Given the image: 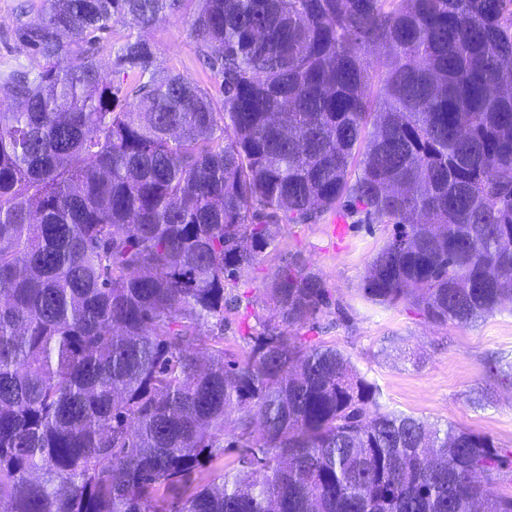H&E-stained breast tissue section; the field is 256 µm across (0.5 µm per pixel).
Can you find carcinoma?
<instances>
[{
    "mask_svg": "<svg viewBox=\"0 0 512 512\" xmlns=\"http://www.w3.org/2000/svg\"><path fill=\"white\" fill-rule=\"evenodd\" d=\"M191 4L220 111L141 36ZM19 35L45 66L0 71V512H512L511 450L369 415L378 387L299 335L330 299L300 257L224 353L276 222L339 208L393 226L366 300L512 306V0H39ZM125 33V26L122 22L114 23L112 31L104 34L103 49L100 51L99 60L101 64L108 70L113 68V60L115 52L121 43V38Z\"/></svg>",
    "mask_w": 512,
    "mask_h": 512,
    "instance_id": "1",
    "label": "carcinoma"
}]
</instances>
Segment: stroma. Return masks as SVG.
Segmentation results:
<instances>
[{"instance_id":"1","label":"stroma","mask_w":512,"mask_h":512,"mask_svg":"<svg viewBox=\"0 0 512 512\" xmlns=\"http://www.w3.org/2000/svg\"><path fill=\"white\" fill-rule=\"evenodd\" d=\"M35 14L30 0H0V71L42 69L43 59L17 36L21 24ZM192 22L188 12L162 17L142 37L159 68L175 71L221 102L222 78L207 67L190 37ZM390 232L383 224L350 221L337 235L326 214L309 224H280L274 246L232 291L238 302L224 313L226 357H238L246 348L242 331L262 311L260 288L298 255L320 273L339 305L338 311L318 319L309 339L342 351L378 386V411L451 423L512 450V382L490 371L495 362L512 363V312L469 325H439L404 303L384 307L367 302L359 287Z\"/></svg>"}]
</instances>
